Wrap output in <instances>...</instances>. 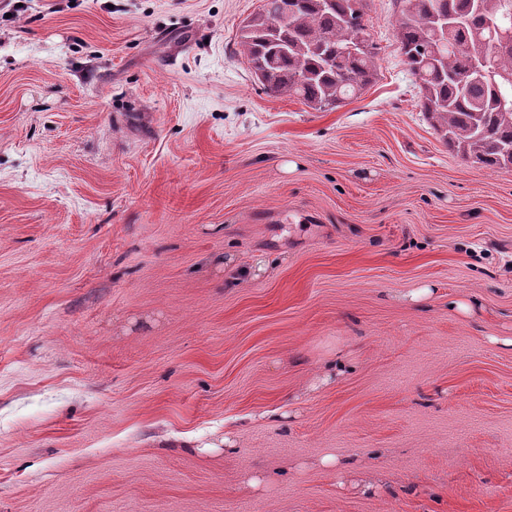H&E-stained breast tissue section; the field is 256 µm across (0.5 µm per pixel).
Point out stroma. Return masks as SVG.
I'll use <instances>...</instances> for the list:
<instances>
[{"label":"stroma","instance_id":"1","mask_svg":"<svg viewBox=\"0 0 512 512\" xmlns=\"http://www.w3.org/2000/svg\"><path fill=\"white\" fill-rule=\"evenodd\" d=\"M259 5L0 0V512H512V170L393 0L327 112L257 81Z\"/></svg>","mask_w":512,"mask_h":512}]
</instances>
